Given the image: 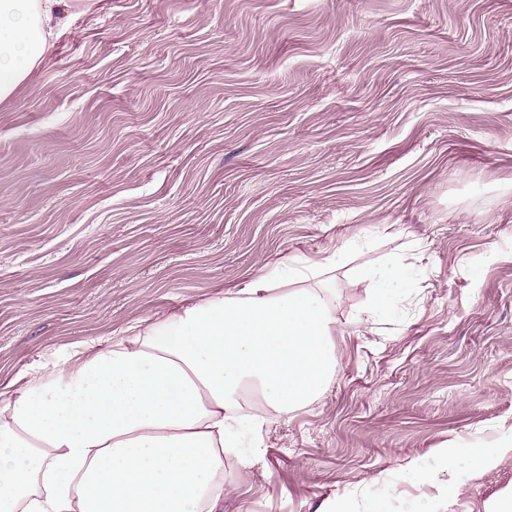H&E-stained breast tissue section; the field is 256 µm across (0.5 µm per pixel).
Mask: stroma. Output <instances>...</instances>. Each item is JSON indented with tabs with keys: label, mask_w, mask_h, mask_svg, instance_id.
<instances>
[{
	"label": "stroma",
	"mask_w": 512,
	"mask_h": 512,
	"mask_svg": "<svg viewBox=\"0 0 512 512\" xmlns=\"http://www.w3.org/2000/svg\"><path fill=\"white\" fill-rule=\"evenodd\" d=\"M91 2L0 102V385L371 232L310 282L336 293L333 381L225 457L218 512H489L512 490V0ZM389 258L411 279L370 331L352 268Z\"/></svg>",
	"instance_id": "1"
}]
</instances>
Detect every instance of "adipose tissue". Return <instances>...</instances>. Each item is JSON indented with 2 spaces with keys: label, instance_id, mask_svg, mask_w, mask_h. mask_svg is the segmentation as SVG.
<instances>
[{
  "label": "adipose tissue",
  "instance_id": "1",
  "mask_svg": "<svg viewBox=\"0 0 512 512\" xmlns=\"http://www.w3.org/2000/svg\"><path fill=\"white\" fill-rule=\"evenodd\" d=\"M83 0H0V101L52 48ZM291 259L241 288L82 345L0 390V512H216L224 458L257 444L269 412L318 398L334 378V302L304 283L367 251ZM374 324L407 283L397 261L357 269ZM260 400L236 412L243 391Z\"/></svg>",
  "mask_w": 512,
  "mask_h": 512
}]
</instances>
